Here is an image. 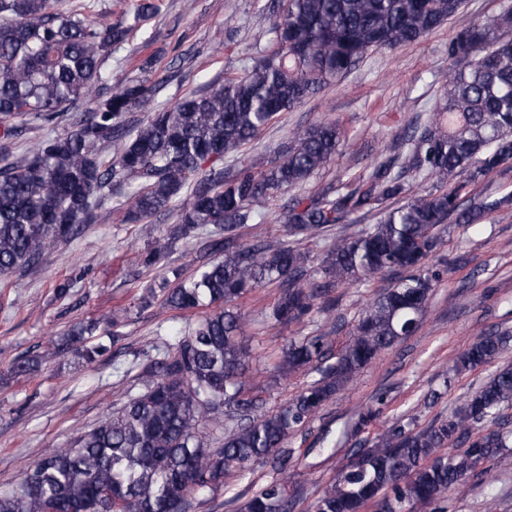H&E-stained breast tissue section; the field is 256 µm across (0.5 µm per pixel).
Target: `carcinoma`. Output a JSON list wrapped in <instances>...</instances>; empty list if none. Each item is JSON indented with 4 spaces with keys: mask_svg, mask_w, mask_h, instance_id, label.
<instances>
[{
    "mask_svg": "<svg viewBox=\"0 0 512 512\" xmlns=\"http://www.w3.org/2000/svg\"><path fill=\"white\" fill-rule=\"evenodd\" d=\"M461 6L462 0H286L256 35L266 47L242 73L139 122L131 114L154 97L157 83L125 79L60 132L65 113L104 81L107 61L156 5L140 0L133 23L112 25L88 19V4L60 11L55 0H0V276L48 264L53 244L78 238L99 220L114 188L124 190L125 224L173 209L182 236L210 225L224 230V240L213 243L218 256L186 277L172 270L177 285L161 289V308L204 314L162 358L127 370L141 392L0 489V512H191L214 501L228 476L280 455L362 369L414 332L434 290L425 261L444 224H476L512 204L511 196H463L468 184L512 167L511 6L448 42L449 74L426 124L405 129L365 182L353 187L340 178L336 187L288 199L279 219L293 241L238 243L245 225L265 219L255 205L325 168L344 146V130L319 122L294 134L274 160L255 155L235 172L222 164L368 53L420 40ZM31 128L42 135L16 154L17 140ZM107 145L109 160L101 154ZM368 216L376 223L336 235L320 261L321 280L309 281L302 241ZM386 273L397 279L376 295L340 351L320 333L272 356L279 379L307 369L319 378L279 409L263 410L261 396L246 388L252 355L243 342L241 302L275 285L276 321L315 311L330 317L333 288ZM118 324L114 312L79 321L51 340L49 351L93 362L107 351L98 341L101 326ZM511 341L507 330L479 331L455 371L494 362ZM41 364L39 354L20 357L9 374L31 377ZM509 407L512 364H504L448 419L421 428L411 417L353 449L312 512H364L371 505L379 512H447L452 488L471 477L497 479L487 462L512 468V431L500 422ZM208 427L224 431L216 448L204 447ZM296 494L283 459L278 477L252 492L242 512H293Z\"/></svg>",
    "mask_w": 512,
    "mask_h": 512,
    "instance_id": "1",
    "label": "carcinoma"
}]
</instances>
